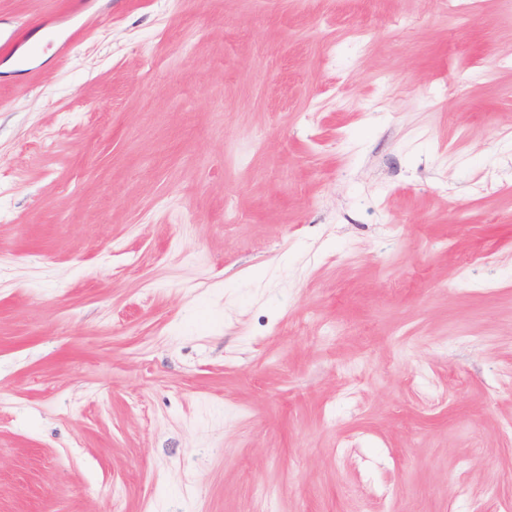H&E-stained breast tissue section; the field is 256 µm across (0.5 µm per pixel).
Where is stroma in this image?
I'll list each match as a JSON object with an SVG mask.
<instances>
[{
	"label": "stroma",
	"instance_id": "obj_1",
	"mask_svg": "<svg viewBox=\"0 0 512 512\" xmlns=\"http://www.w3.org/2000/svg\"><path fill=\"white\" fill-rule=\"evenodd\" d=\"M65 5L0 0V512H512V0Z\"/></svg>",
	"mask_w": 512,
	"mask_h": 512
}]
</instances>
